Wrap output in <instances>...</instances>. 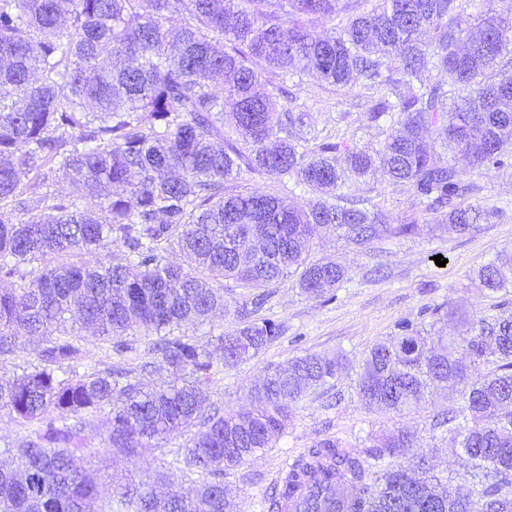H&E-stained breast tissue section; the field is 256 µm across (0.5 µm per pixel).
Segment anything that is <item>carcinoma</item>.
Instances as JSON below:
<instances>
[{
	"instance_id": "obj_1",
	"label": "carcinoma",
	"mask_w": 512,
	"mask_h": 512,
	"mask_svg": "<svg viewBox=\"0 0 512 512\" xmlns=\"http://www.w3.org/2000/svg\"><path fill=\"white\" fill-rule=\"evenodd\" d=\"M463 2L380 0L359 12L347 0H0V356L16 353L21 330L38 359L0 381V410L29 425L0 467V512H89L99 490L83 433L102 410L104 447L128 458L193 430L176 463L196 480L192 495L168 499L128 486L98 512H237L224 469L273 447L292 405L336 378L345 358L299 357L266 374L251 411L226 414L206 408V391L276 342L282 325L251 321L220 335L218 361L173 330L224 317L210 275L256 291V309L267 299L260 289L294 271L307 294L339 287L344 267L307 261L310 227L334 224L357 244L377 236L381 219L352 188L379 177L408 184L461 233L498 217L468 202L479 186L427 144L431 133L473 170L512 168V58L500 57L512 7L473 16ZM336 15L329 35L307 24ZM427 70L443 79L423 82ZM268 71H314L336 88L362 79L378 94L368 119L388 124L385 140L372 151L329 140L307 149L296 130L311 117L270 111ZM244 170L315 186L323 198L300 209L228 191ZM53 172L86 204L55 199ZM116 243L128 265L82 260ZM173 248L194 267L164 262ZM48 253L55 264L26 268ZM472 283L508 293L512 251L482 264ZM75 305L81 329L119 355L137 352L123 339L132 327L163 333L150 351L183 384L142 390L150 361L79 372L84 337L66 331ZM449 317L461 331L448 338L398 323L362 360L357 390L402 415L459 386L468 416L441 413L432 429L455 424L470 493L434 483L415 435L397 428L374 437L366 458L318 442L290 465L269 509L281 512L305 485L347 488L338 512H512V313ZM400 456L407 466L391 462Z\"/></svg>"
}]
</instances>
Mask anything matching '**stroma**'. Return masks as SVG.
<instances>
[{
  "label": "stroma",
  "instance_id": "stroma-1",
  "mask_svg": "<svg viewBox=\"0 0 512 512\" xmlns=\"http://www.w3.org/2000/svg\"><path fill=\"white\" fill-rule=\"evenodd\" d=\"M267 79L284 83L288 90L287 95H273L275 111L309 113L312 136L346 140L362 149L377 148L383 141L384 127L366 118L372 92L363 81L339 90L310 75L283 79L271 73ZM475 181L480 190L474 195V202L502 208L503 215L497 223L461 233L451 224H438L436 215L426 212L410 187L375 183L363 187L362 195L385 223L412 225L411 233H385L358 247L349 244L336 227H317L313 231L311 260L330 257L348 271L347 281L335 289L333 298L304 293L293 276L268 286L269 297L253 318L283 324L284 335L266 350L226 370L223 379L208 390L209 403L228 412L246 409L254 387L269 371L288 367L294 359L307 354L345 356L346 369L337 379L308 390L294 404L288 426L273 448L225 471L224 492L238 504L240 512H263L265 497L279 486L293 461L325 439L363 452L368 447L369 434L405 428L416 432L415 451L426 456L436 477L453 481L462 472L464 460L455 452L452 433L444 427H432L439 413L462 407L459 394L447 393L436 402L400 416L368 405L358 395L356 382L365 355L373 345L394 333L398 321L407 320L418 328L440 329L451 335L455 332L454 322L440 319L436 307L471 312L500 302L506 311H512V294L485 297L470 281L472 271L480 264L501 250L512 249V170L484 169L477 173ZM230 188L274 192L303 208L319 197L310 186L249 172L242 173ZM438 255L445 258V266L436 265L434 258ZM213 285L224 291L223 317L203 324H186L180 332L218 358L222 352L217 347V336L241 325V313L250 300L247 289L234 281L219 278ZM108 429L109 416L102 411L89 417L85 432L88 464L97 470L103 492L136 484L152 487L162 497L188 493L190 481L178 476L168 480L162 477L167 462L175 458L176 445L185 444V437L130 459L102 448Z\"/></svg>",
  "mask_w": 512,
  "mask_h": 512
}]
</instances>
